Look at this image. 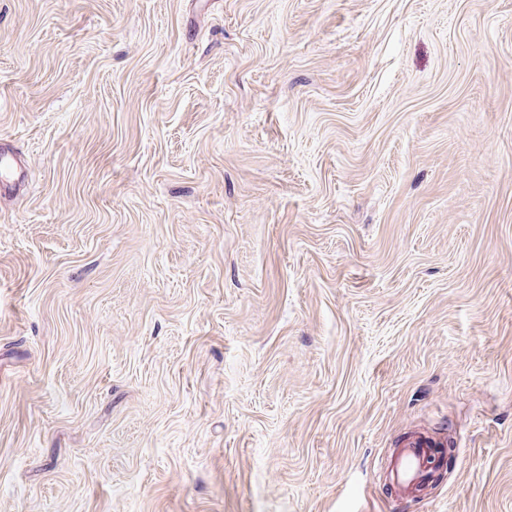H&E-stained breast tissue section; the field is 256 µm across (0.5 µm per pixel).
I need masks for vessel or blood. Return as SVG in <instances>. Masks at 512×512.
<instances>
[{
    "mask_svg": "<svg viewBox=\"0 0 512 512\" xmlns=\"http://www.w3.org/2000/svg\"><path fill=\"white\" fill-rule=\"evenodd\" d=\"M431 441L412 437L387 454L383 469L387 481L402 497L411 498L421 492L430 473Z\"/></svg>",
    "mask_w": 512,
    "mask_h": 512,
    "instance_id": "vessel-or-blood-1",
    "label": "vessel or blood"
}]
</instances>
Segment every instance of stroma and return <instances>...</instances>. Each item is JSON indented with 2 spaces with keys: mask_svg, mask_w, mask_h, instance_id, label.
Wrapping results in <instances>:
<instances>
[{
  "mask_svg": "<svg viewBox=\"0 0 512 512\" xmlns=\"http://www.w3.org/2000/svg\"><path fill=\"white\" fill-rule=\"evenodd\" d=\"M0 157V512H512V0H0ZM432 452L431 441L412 437L385 456L383 469L387 481L402 497L413 498L421 492L430 473Z\"/></svg>",
  "mask_w": 512,
  "mask_h": 512,
  "instance_id": "stroma-1",
  "label": "stroma"
}]
</instances>
